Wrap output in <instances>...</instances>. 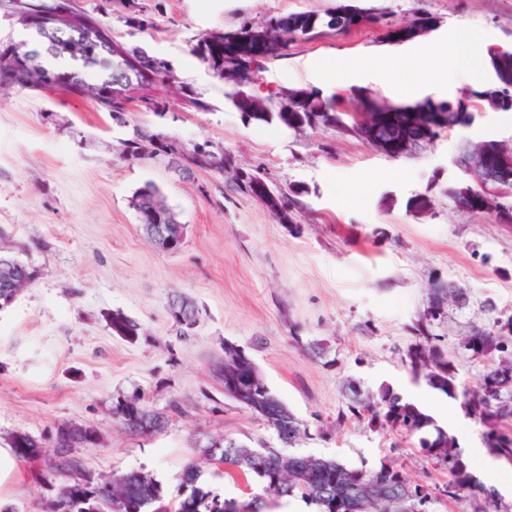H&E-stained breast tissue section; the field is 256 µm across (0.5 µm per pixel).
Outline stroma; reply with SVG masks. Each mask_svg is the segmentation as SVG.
I'll use <instances>...</instances> for the list:
<instances>
[{"label": "stroma", "instance_id": "1", "mask_svg": "<svg viewBox=\"0 0 512 512\" xmlns=\"http://www.w3.org/2000/svg\"><path fill=\"white\" fill-rule=\"evenodd\" d=\"M79 2L119 40L168 60L205 107L173 97L165 116L138 106L123 127L89 100L0 95V249L39 273L0 308V448L20 434L50 439L60 423L74 422L96 431L97 443L76 451L93 474L139 470L172 495L192 461L212 490L243 497L244 481L207 461L201 446L221 437L255 448L281 442L225 395L213 366L232 344L307 425L290 453L395 466L431 493L429 512H472L469 499L443 495L448 473L417 438L336 417L354 391L386 389L408 402L431 395L434 423L470 447L463 460L481 473L482 425L463 398L415 375L407 352L419 322L440 305L430 331L458 385L474 391L488 360L464 348L466 336H512V170L487 185L480 168L458 164L512 150V84L487 72L497 86L492 99L464 83L422 87L405 101L377 82L368 58L412 54L460 24L492 35L483 53L512 55V0H140L152 24L133 34L122 0ZM291 13L312 17L319 34L267 62L260 83L334 99V117L237 111L235 85L191 52L212 33ZM322 56L347 61L343 83L315 77L310 64ZM373 104L422 108L429 120L412 141L388 144L349 118ZM131 124L188 147H223V173L182 176L162 159L120 160ZM244 171L287 194V223L263 198L239 191ZM148 182L186 226L178 250H159L137 221L131 200ZM441 288L462 295L441 298ZM178 296L199 308L191 328L173 318ZM133 398L167 415L162 431L120 426L114 409ZM45 463L14 458L0 503L46 512L55 490L41 478Z\"/></svg>", "mask_w": 512, "mask_h": 512}]
</instances>
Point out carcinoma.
<instances>
[{
  "mask_svg": "<svg viewBox=\"0 0 512 512\" xmlns=\"http://www.w3.org/2000/svg\"><path fill=\"white\" fill-rule=\"evenodd\" d=\"M123 22L131 30L151 25L150 18L137 0L124 4ZM56 16L59 30L44 32L37 20L45 14ZM24 32V38H0V92L50 91L62 92L71 98L90 99L99 111L108 113L112 121L124 126L127 113L139 103L157 114H163L165 101L161 97L146 96L159 87L189 102L197 109L204 108L196 92L180 82L171 64L137 47L122 46V53L114 55L105 48L111 38L109 29L94 15L80 9L74 0H0V19ZM316 34V22L307 15L279 16L264 24L244 26L234 33H215L198 43L191 52L221 80L240 87L256 84L262 65L271 59L288 54L290 42ZM96 80L88 81V74ZM121 78L143 91L134 97L112 96V80ZM295 112H334L335 99H323L312 93H298L292 103ZM423 115L395 116L377 126V137L389 139L408 135L405 126L423 122ZM119 158L135 162L147 158L168 159L179 171L189 173L192 168L224 172V149L205 143L191 151L183 149L161 133L133 126L127 138L121 140ZM238 188L246 194L263 197L279 222L288 223V197L273 192L258 173L243 172ZM138 218L145 210L158 208L157 218L162 224L178 223L160 189L148 183L132 199ZM12 264L14 274L31 281L38 277L34 268L7 256H0V304L7 302L10 292L3 288L4 266ZM430 313L418 328L419 337L408 351L413 370L426 371L429 384L450 397L461 396L469 412L484 427L482 442L495 456L512 462V376L490 365L485 370L481 389L470 392L459 388L455 371L439 344V338L429 335ZM507 336L489 332L472 336L465 348L477 356L490 357L509 349ZM224 394L258 414L278 438L290 445L306 434L307 426L300 421L272 392L259 393L253 385L238 381L224 382ZM370 414V421L382 427H391L413 437L424 432L432 421L415 405L402 401L399 395H381L380 403L370 406L355 400L338 414L337 420L360 419ZM116 415L124 428L144 434L156 432L165 426V416L137 402L121 403ZM94 429L76 423L60 424L53 435V447L81 448L95 444ZM420 446L448 468V484L444 493L450 499L467 496L473 512H499L497 492L478 481L463 462L454 438L439 430L434 439H419ZM18 457L36 455L41 444L30 435H18L13 441ZM204 456L223 464L245 478L254 477L263 491L277 498L300 495L306 503L316 506L318 512H428L429 494L411 485L400 470L382 465L376 469L348 467L337 459L286 453L277 448L258 450L232 439L214 440L204 448ZM77 465L75 478L58 488L51 503H72L88 500L90 512H258L261 498L249 501L224 498L207 488L197 465L190 462L181 474L177 494L168 505H163L165 494L161 484L152 477L131 470L112 475L110 483L116 487V496L98 502L93 499L102 482L84 468L81 459L72 456Z\"/></svg>",
  "mask_w": 512,
  "mask_h": 512,
  "instance_id": "obj_1",
  "label": "carcinoma"
}]
</instances>
